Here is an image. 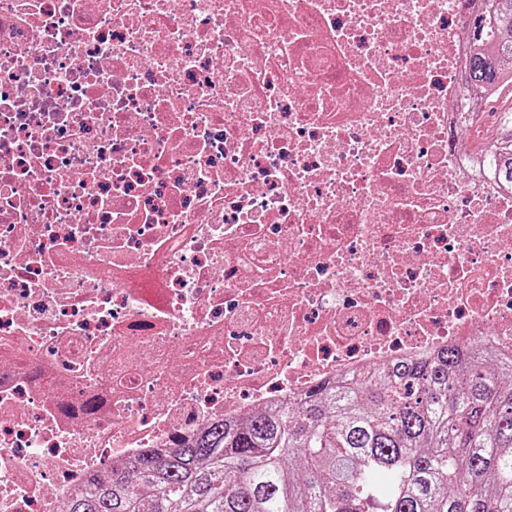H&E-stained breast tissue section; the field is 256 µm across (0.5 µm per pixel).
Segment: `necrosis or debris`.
Masks as SVG:
<instances>
[{"mask_svg":"<svg viewBox=\"0 0 512 512\" xmlns=\"http://www.w3.org/2000/svg\"><path fill=\"white\" fill-rule=\"evenodd\" d=\"M466 0H0V512L398 359L512 350Z\"/></svg>","mask_w":512,"mask_h":512,"instance_id":"1","label":"necrosis or debris"}]
</instances>
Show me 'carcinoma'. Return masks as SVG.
Wrapping results in <instances>:
<instances>
[{
  "label": "carcinoma",
  "instance_id": "obj_1",
  "mask_svg": "<svg viewBox=\"0 0 512 512\" xmlns=\"http://www.w3.org/2000/svg\"><path fill=\"white\" fill-rule=\"evenodd\" d=\"M471 18L462 101L512 85V0ZM512 185V145L485 155ZM64 512H512V356L477 342L90 474Z\"/></svg>",
  "mask_w": 512,
  "mask_h": 512
}]
</instances>
